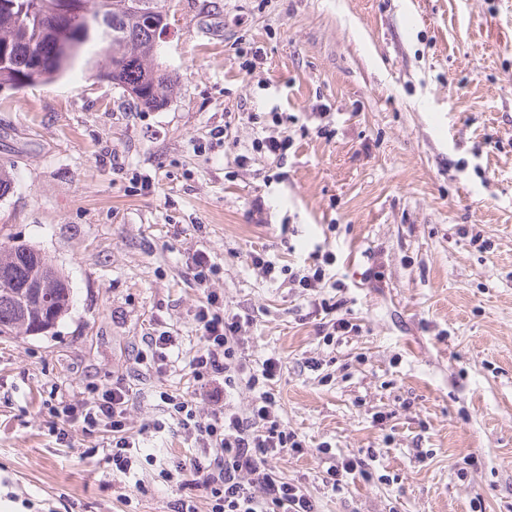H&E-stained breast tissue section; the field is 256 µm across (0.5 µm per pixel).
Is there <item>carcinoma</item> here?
Wrapping results in <instances>:
<instances>
[{
  "label": "carcinoma",
  "instance_id": "cac0c4a2",
  "mask_svg": "<svg viewBox=\"0 0 512 512\" xmlns=\"http://www.w3.org/2000/svg\"><path fill=\"white\" fill-rule=\"evenodd\" d=\"M29 0H0V90H19L52 83L75 68L135 94L133 102L144 110L163 107L174 94L177 76L157 62L158 40L168 26L169 0H149L151 7L136 8L132 0H81L98 11L104 5L103 22L109 40L76 21L64 9V0H53L46 12L21 15ZM33 247L0 246V335L28 336L34 317L15 298L34 269ZM42 289V307L63 315L71 302V286L52 266Z\"/></svg>",
  "mask_w": 512,
  "mask_h": 512
}]
</instances>
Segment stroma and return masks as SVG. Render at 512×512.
Returning <instances> with one entry per match:
<instances>
[{
  "instance_id": "obj_1",
  "label": "stroma",
  "mask_w": 512,
  "mask_h": 512,
  "mask_svg": "<svg viewBox=\"0 0 512 512\" xmlns=\"http://www.w3.org/2000/svg\"><path fill=\"white\" fill-rule=\"evenodd\" d=\"M159 61L178 87L150 112L79 71L0 91V244L73 292L51 333L0 336V512H171L194 450L159 394L194 390L198 249L252 365L281 364L275 412L306 449L276 466L319 512H512V0H173ZM285 134L284 160L253 147ZM318 246L354 326L330 338L249 258ZM158 323L183 349L160 373L137 355ZM119 380L142 446L126 475L107 434L60 445L43 413ZM347 460L370 477L331 489Z\"/></svg>"
}]
</instances>
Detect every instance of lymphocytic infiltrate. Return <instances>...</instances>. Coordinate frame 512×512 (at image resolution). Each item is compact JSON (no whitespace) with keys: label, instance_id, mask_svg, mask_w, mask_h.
<instances>
[{"label":"lymphocytic infiltrate","instance_id":"obj_1","mask_svg":"<svg viewBox=\"0 0 512 512\" xmlns=\"http://www.w3.org/2000/svg\"><path fill=\"white\" fill-rule=\"evenodd\" d=\"M189 269L202 290L194 313L200 346L189 360L202 396L160 395L187 439L201 450L190 461L188 486L205 491L209 512H317L307 489L282 477L273 466L281 454H300L305 448L304 440L273 410V385L281 369L278 360L265 359L258 370L247 360L244 320L212 290L219 267L205 250L196 251ZM241 386L256 396L247 407L238 409L228 396ZM88 392V397L49 406L58 421L56 438L68 442L74 427L86 436L111 432L112 465L116 472L129 474L136 446L128 434L129 391L118 384L106 389L92 385ZM202 399L209 403V411L200 410Z\"/></svg>","mask_w":512,"mask_h":512}]
</instances>
